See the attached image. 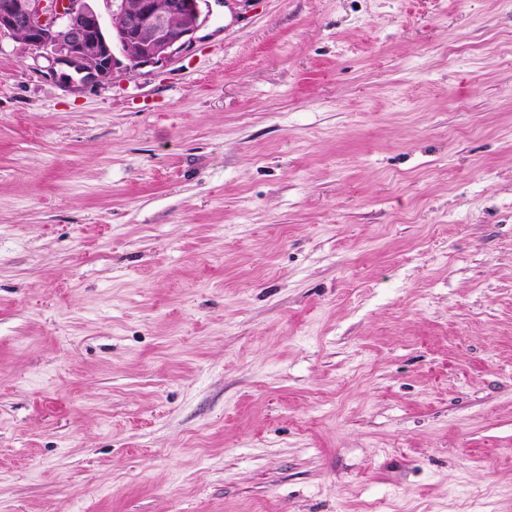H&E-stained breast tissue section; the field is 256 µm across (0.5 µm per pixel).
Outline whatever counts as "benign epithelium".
Listing matches in <instances>:
<instances>
[{"mask_svg": "<svg viewBox=\"0 0 512 512\" xmlns=\"http://www.w3.org/2000/svg\"><path fill=\"white\" fill-rule=\"evenodd\" d=\"M0 0V37L48 60L46 74L73 94L102 85L124 67L159 63L190 47L206 22L207 0ZM175 21L170 25L163 20Z\"/></svg>", "mask_w": 512, "mask_h": 512, "instance_id": "1", "label": "benign epithelium"}]
</instances>
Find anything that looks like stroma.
Segmentation results:
<instances>
[{
  "label": "stroma",
  "instance_id": "35a3bbf8",
  "mask_svg": "<svg viewBox=\"0 0 512 512\" xmlns=\"http://www.w3.org/2000/svg\"><path fill=\"white\" fill-rule=\"evenodd\" d=\"M46 65L0 39V512H512V0Z\"/></svg>",
  "mask_w": 512,
  "mask_h": 512
}]
</instances>
